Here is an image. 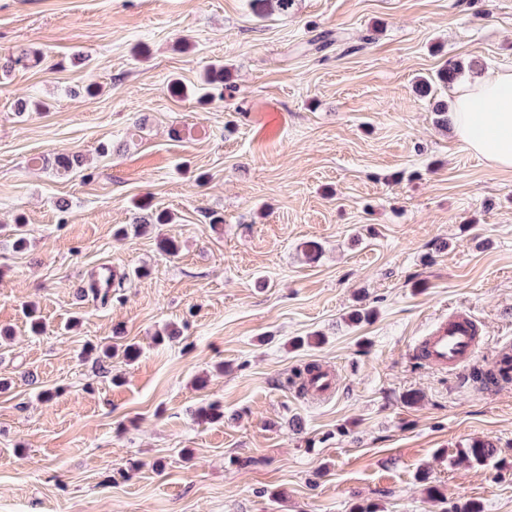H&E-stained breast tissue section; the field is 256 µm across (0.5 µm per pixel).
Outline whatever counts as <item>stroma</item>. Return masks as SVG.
I'll list each match as a JSON object with an SVG mask.
<instances>
[{"mask_svg": "<svg viewBox=\"0 0 512 512\" xmlns=\"http://www.w3.org/2000/svg\"><path fill=\"white\" fill-rule=\"evenodd\" d=\"M20 48L44 58L0 73V512H512V474L455 462L487 439L512 464V383L471 380L512 338V171L413 91L450 58L511 69L512 0H299L263 18L251 0H0V58ZM213 63L234 95L170 93ZM21 98L46 107L16 115ZM72 152L83 166L57 174ZM142 200L173 223L116 238ZM107 271L124 282L105 305L82 289ZM359 300L375 315L355 324ZM458 311L485 338L473 366L415 362ZM168 324L179 338L155 344ZM309 363L333 372L330 397L293 385ZM211 403L224 420L197 421Z\"/></svg>", "mask_w": 512, "mask_h": 512, "instance_id": "1", "label": "stroma"}]
</instances>
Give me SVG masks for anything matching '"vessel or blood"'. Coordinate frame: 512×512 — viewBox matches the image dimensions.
Returning <instances> with one entry per match:
<instances>
[{"instance_id": "obj_1", "label": "vessel or blood", "mask_w": 512, "mask_h": 512, "mask_svg": "<svg viewBox=\"0 0 512 512\" xmlns=\"http://www.w3.org/2000/svg\"><path fill=\"white\" fill-rule=\"evenodd\" d=\"M480 330L473 318L463 312L445 317L421 337L418 352L424 363L437 371L461 367L481 348Z\"/></svg>"}]
</instances>
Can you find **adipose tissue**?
I'll list each match as a JSON object with an SVG mask.
<instances>
[{
  "label": "adipose tissue",
  "mask_w": 512,
  "mask_h": 512,
  "mask_svg": "<svg viewBox=\"0 0 512 512\" xmlns=\"http://www.w3.org/2000/svg\"><path fill=\"white\" fill-rule=\"evenodd\" d=\"M448 119L470 151L512 170V70H488L462 83Z\"/></svg>",
  "instance_id": "obj_1"
}]
</instances>
